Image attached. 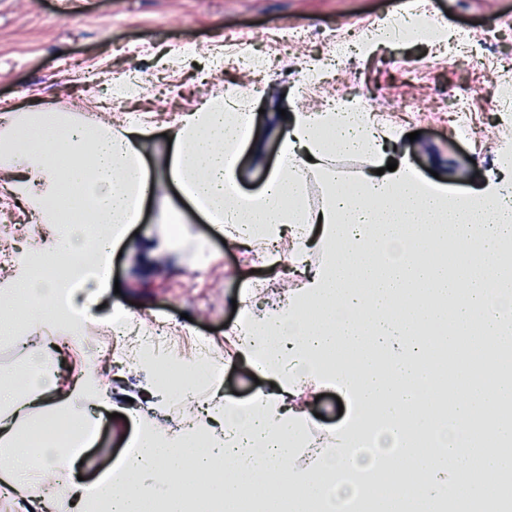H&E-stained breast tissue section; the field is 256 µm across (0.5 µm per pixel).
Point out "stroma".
<instances>
[{"instance_id": "stroma-1", "label": "stroma", "mask_w": 512, "mask_h": 512, "mask_svg": "<svg viewBox=\"0 0 512 512\" xmlns=\"http://www.w3.org/2000/svg\"><path fill=\"white\" fill-rule=\"evenodd\" d=\"M415 5L436 14L448 31H468L470 54L452 63L451 45L401 38L355 53L340 70L323 76L319 87L305 89L301 62L330 61L336 34ZM497 13L512 14V0H75L64 15L57 0H0V112L26 110L37 94L55 108H80L85 122L108 123L116 112L107 109L109 90L100 74L137 76L149 83L151 98L125 102L118 112L154 113L157 136L149 159L155 162L176 115L224 93L226 83L240 77L230 61L222 73L212 76L208 70L212 53L229 47L236 32L248 30L255 35L254 48L272 63L247 83L260 153L243 157L245 188H256L278 159L283 111L318 110L333 98H370L418 104L415 112L385 113V123L401 131L389 152L410 159L417 175L437 172L440 184L461 192L480 186L503 144L512 142V119L502 120L494 93L496 86L512 85V29L497 32L492 45L484 43ZM295 28L311 32V40L289 43L288 32ZM414 62L422 69L411 79L405 68ZM455 95L470 101L476 140L453 134L443 120L441 109ZM182 213L181 241L171 247L158 205L148 204L144 222L112 259L118 289L77 293L92 324L90 351L49 361L61 375L74 364L92 365L110 385L109 398L91 406L100 423L93 444L79 454L76 472L84 480H94L126 452L147 415L144 388L150 372L125 358L124 339L107 338L116 312L131 315L139 328L154 321L168 324L174 336L166 350L181 359L196 357L195 337L207 336L208 356L223 368L221 393L245 400L257 389L253 374L237 366L224 345L239 319L232 301L261 285L265 301L277 303L281 282L270 268L224 244L222 234L190 208ZM1 224L12 227L0 236V281L7 282L15 272L12 257L39 227L11 204L0 205Z\"/></svg>"}]
</instances>
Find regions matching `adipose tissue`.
Segmentation results:
<instances>
[{
	"mask_svg": "<svg viewBox=\"0 0 512 512\" xmlns=\"http://www.w3.org/2000/svg\"><path fill=\"white\" fill-rule=\"evenodd\" d=\"M236 89L181 112L159 171H150L145 147L155 124L150 113H128L119 125L87 124L46 105L11 114L0 125V184L52 227L39 252L67 251L81 283L108 287L110 259L145 202L164 200L175 186L184 202L232 245L252 251L289 239L290 274L299 278L280 306L256 310L240 299L231 342L235 356L271 386L250 400L207 402L208 426L191 415L174 430L142 427L138 449L123 456L99 482L68 481L76 512H183L193 497L200 512H224L241 493L259 499L261 512H288L317 499L335 512L352 499L346 473L388 478L395 497L376 500L377 512H399L401 498L423 497L434 512L446 496L476 499L486 482L512 473V423L486 437L470 433L476 415H495L512 402V373L501 367L502 341L512 334V151H505L485 184L452 193L417 178L407 158L385 168L384 146L396 128L378 124L358 103L334 101L319 112L294 110L279 145V162L258 188L244 189L239 170L251 132ZM342 156H367L374 170L346 181L333 165ZM322 196L308 202L310 175ZM80 189L85 220L67 224L59 202L67 185ZM319 252L317 265L308 255ZM23 302L20 314L0 316V335L18 330L51 333L59 312L77 311L75 291L60 289L21 262L0 302ZM478 340L487 349L481 373L459 364L441 376L437 348ZM223 370L202 359L153 374L152 395L169 399ZM328 387L348 400L350 413L324 439L308 433L305 397ZM94 369L84 370L69 393L41 363L0 376V484L21 491L23 474L72 468L75 452L48 445L33 450L34 427L68 423L73 439L93 427L82 401L105 396ZM448 403L454 417L435 423ZM434 438L428 457L417 455L407 430ZM481 476L462 485L470 456Z\"/></svg>",
	"mask_w": 512,
	"mask_h": 512,
	"instance_id": "obj_1",
	"label": "adipose tissue"
}]
</instances>
